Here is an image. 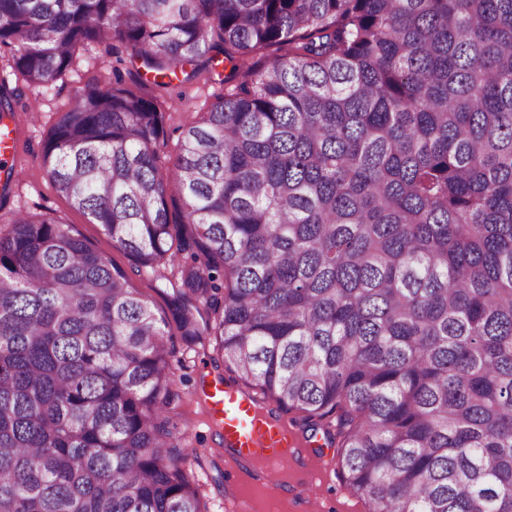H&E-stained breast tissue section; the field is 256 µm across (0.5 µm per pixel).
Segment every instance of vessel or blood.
<instances>
[{
    "mask_svg": "<svg viewBox=\"0 0 512 512\" xmlns=\"http://www.w3.org/2000/svg\"><path fill=\"white\" fill-rule=\"evenodd\" d=\"M204 401L212 420L224 431L225 445L237 450L239 460L259 463L266 485L279 484L282 470L297 452L287 423L269 419L263 409L242 398L235 386L221 381L205 390Z\"/></svg>",
    "mask_w": 512,
    "mask_h": 512,
    "instance_id": "vessel-or-blood-1",
    "label": "vessel or blood"
}]
</instances>
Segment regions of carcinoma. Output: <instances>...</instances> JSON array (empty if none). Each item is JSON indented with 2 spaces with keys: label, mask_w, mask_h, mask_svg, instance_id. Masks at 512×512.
<instances>
[{
  "label": "carcinoma",
  "mask_w": 512,
  "mask_h": 512,
  "mask_svg": "<svg viewBox=\"0 0 512 512\" xmlns=\"http://www.w3.org/2000/svg\"><path fill=\"white\" fill-rule=\"evenodd\" d=\"M114 41L159 79L217 45L244 73L171 158L163 103L85 84L44 142L56 191L370 512H512V0H0L33 87ZM9 224L0 512H207L168 322L69 225Z\"/></svg>",
  "instance_id": "1"
}]
</instances>
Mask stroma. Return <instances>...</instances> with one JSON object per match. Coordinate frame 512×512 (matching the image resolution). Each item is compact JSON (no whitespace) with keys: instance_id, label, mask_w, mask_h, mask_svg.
Instances as JSON below:
<instances>
[{"instance_id":"obj_1","label":"stroma","mask_w":512,"mask_h":512,"mask_svg":"<svg viewBox=\"0 0 512 512\" xmlns=\"http://www.w3.org/2000/svg\"><path fill=\"white\" fill-rule=\"evenodd\" d=\"M76 56L72 68L47 90L23 83L7 60L0 59V79L20 90L15 105L18 144L13 165L22 174L7 197L0 199V217L7 219L19 211L44 213L69 225L75 234L130 277L158 316L170 317L171 286L146 271L137 270L132 259L113 245L99 225L91 223L84 213L73 209L56 192L43 166V143L77 90L94 79L104 84L117 79L124 87L133 90L145 88L170 107L171 118L165 124L167 150L175 152L180 125L207 111L236 78L230 65L224 63L214 70L201 68L199 74L190 78L178 75L168 86L159 87L154 85L152 74L146 72L141 61L133 58L130 50L123 46H115L109 52L105 47L93 45L79 49ZM170 343L174 350L176 388L181 395L174 421L199 451V460L193 463L192 469L203 487L208 512H226V498L232 491L227 481L231 457L224 447L221 429L209 422L200 396L207 383L225 376L224 364L209 339L190 343L175 331L170 336ZM285 418L305 444L307 458H320L329 464L322 486L309 497L298 501L293 492H285L290 512H321L328 506L335 512H367L363 499L348 488L336 466L335 448L328 446L322 436L311 434L304 428L300 412H288Z\"/></svg>"}]
</instances>
